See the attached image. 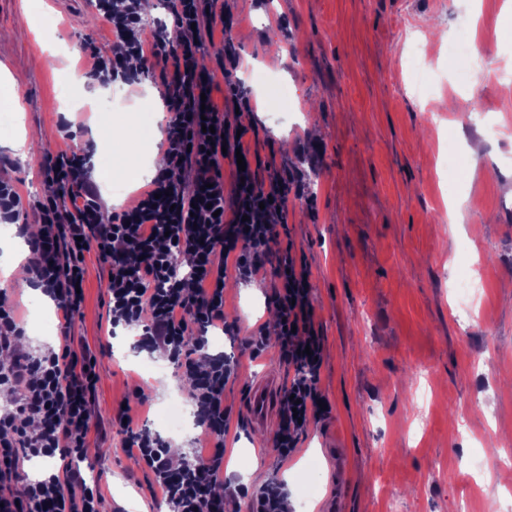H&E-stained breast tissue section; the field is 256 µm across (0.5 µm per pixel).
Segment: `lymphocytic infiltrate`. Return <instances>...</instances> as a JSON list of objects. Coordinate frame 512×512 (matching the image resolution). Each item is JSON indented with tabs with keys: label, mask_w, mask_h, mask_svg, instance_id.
Instances as JSON below:
<instances>
[{
	"label": "lymphocytic infiltrate",
	"mask_w": 512,
	"mask_h": 512,
	"mask_svg": "<svg viewBox=\"0 0 512 512\" xmlns=\"http://www.w3.org/2000/svg\"><path fill=\"white\" fill-rule=\"evenodd\" d=\"M124 2L125 9L116 12L112 0H100L113 41L92 51L87 75L127 79L133 61L143 73L172 65L163 166L132 205L108 217L88 158L74 150L57 153L56 177L65 191L48 195L34 213L38 230L30 240L29 269L69 320L80 310L76 285L83 277V254L98 248L109 267L111 326L141 328L143 346L180 366L211 442L187 468L173 464L165 441L149 430H129L127 446L137 449L164 500L178 502L177 512H225L227 498L215 489L224 477V387L235 364L205 351L207 329L224 322L225 259H233L238 279L270 273L276 278V328H258L247 345L256 354L276 346L280 359L297 372L280 400L274 446L281 456L295 448L302 419L320 410L323 344L309 302V274L290 250H272L288 227L292 178L272 167L262 175L250 165L232 194L224 192L223 157L247 158L251 151L231 120L246 100L234 94L217 108L207 98L215 76L198 63L201 36L217 24L215 0H178L174 30L151 33L142 23L141 0ZM184 264L189 276H175ZM23 334L1 294L0 393L19 400L0 412V512H100V491L70 467L88 445L93 364L67 346L32 353L22 344ZM23 457L56 458L61 465L58 473L31 482L19 476Z\"/></svg>",
	"instance_id": "obj_1"
}]
</instances>
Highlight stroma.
I'll use <instances>...</instances> for the list:
<instances>
[{"instance_id":"stroma-1","label":"stroma","mask_w":512,"mask_h":512,"mask_svg":"<svg viewBox=\"0 0 512 512\" xmlns=\"http://www.w3.org/2000/svg\"><path fill=\"white\" fill-rule=\"evenodd\" d=\"M234 23L215 33L239 65L236 86L263 100L240 124L261 160L288 168L300 196L288 211L296 255L309 269L310 303L323 338L317 387L328 408L310 420L288 458L274 446L276 421L253 426L248 382L288 384L294 372L276 349L250 357L243 339L274 324L270 282L227 276L224 318L238 337L209 329L208 353L240 366L224 389L230 408L225 486L244 487L235 512H250L249 495L282 484L292 512H512V464L484 484L487 459L512 450V18L506 0H218ZM478 5L494 41L483 56L492 75L478 101L457 85L468 66L455 47L459 11ZM95 0H77L74 14L44 5L32 16L26 0H0V70L31 136L29 159L0 146V177L23 198L19 223L32 219L54 176L47 155L85 148L88 122L100 113L86 76L91 47L112 38L104 21L89 23ZM64 42L49 58L41 41ZM91 98L79 110L72 138L60 121L66 87ZM166 92L161 71L117 89L115 112L154 108L148 89ZM486 109L500 137L462 128L460 113ZM480 145L484 160L450 173L448 158ZM149 159L137 152L121 177L95 173L106 203L129 205L146 183ZM457 201L464 223L448 221ZM83 302L70 325L34 318L37 302L14 273L6 293L25 320L27 345H70L95 359L89 446L77 467L98 485L112 512H169L151 472L124 449L122 411L133 424L160 433L168 446L194 448L188 432L160 418L190 388L161 352L127 341L108 317L109 279L98 249L83 262Z\"/></svg>"}]
</instances>
